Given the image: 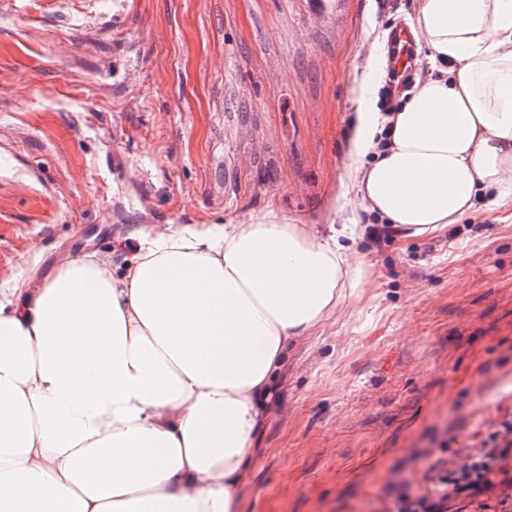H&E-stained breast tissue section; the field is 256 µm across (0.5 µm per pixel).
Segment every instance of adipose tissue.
<instances>
[{"mask_svg":"<svg viewBox=\"0 0 512 512\" xmlns=\"http://www.w3.org/2000/svg\"><path fill=\"white\" fill-rule=\"evenodd\" d=\"M430 73L361 79L347 193L411 235L512 205V0H419ZM360 218L158 224L122 267L68 255L0 292V512H235L288 344L335 313Z\"/></svg>","mask_w":512,"mask_h":512,"instance_id":"obj_1","label":"adipose tissue"}]
</instances>
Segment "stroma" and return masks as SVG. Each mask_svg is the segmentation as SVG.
Masks as SVG:
<instances>
[{"instance_id": "1", "label": "stroma", "mask_w": 512, "mask_h": 512, "mask_svg": "<svg viewBox=\"0 0 512 512\" xmlns=\"http://www.w3.org/2000/svg\"><path fill=\"white\" fill-rule=\"evenodd\" d=\"M417 0H0V289L148 224H339L355 89ZM238 512H385L512 412V207L358 240Z\"/></svg>"}]
</instances>
